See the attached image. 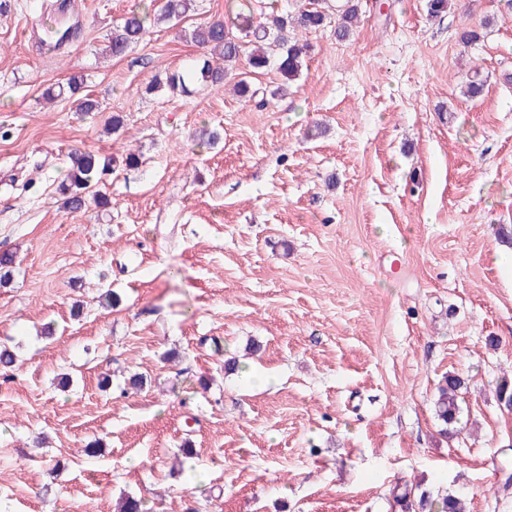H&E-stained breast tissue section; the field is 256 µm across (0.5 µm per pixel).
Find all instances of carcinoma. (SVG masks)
Segmentation results:
<instances>
[{
    "mask_svg": "<svg viewBox=\"0 0 512 512\" xmlns=\"http://www.w3.org/2000/svg\"><path fill=\"white\" fill-rule=\"evenodd\" d=\"M327 0H309L306 4L290 12L275 0L271 12L262 21H254L251 15L250 0H228L224 17L208 22L192 31V39L206 52L197 57L189 66L169 73L165 81L158 80L148 87V91L167 89L171 94L191 95L198 86L220 87L228 76L226 66L245 60L250 72L259 73L271 64L283 77V84L272 92L277 95L287 91L288 84L299 76L308 45L289 33L304 30L315 32L326 27L334 28L336 38L349 39L359 21L357 0H343V3L329 10ZM192 8V0H165L161 13L153 16L145 10L133 9L112 30L109 37V50L113 57L120 58L128 49L138 43L151 24L180 20ZM81 83L75 77L67 82L46 90L48 100L72 98L80 95ZM99 102L88 95H80L78 111L96 112ZM70 167L66 179L59 185L63 206L69 212L82 210L86 206L89 189L97 185L104 176L110 174L117 164L111 155H97L80 149L69 153ZM464 379L450 375L445 384L439 387L434 411L437 420L443 425V432L459 421L461 408L459 393ZM395 501L402 512H466L465 499L452 493L437 495L429 491H416L406 487L395 495Z\"/></svg>",
    "mask_w": 512,
    "mask_h": 512,
    "instance_id": "carcinoma-1",
    "label": "carcinoma"
}]
</instances>
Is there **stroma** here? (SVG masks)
<instances>
[{
    "label": "stroma",
    "instance_id": "1",
    "mask_svg": "<svg viewBox=\"0 0 512 512\" xmlns=\"http://www.w3.org/2000/svg\"><path fill=\"white\" fill-rule=\"evenodd\" d=\"M55 2L0 12V346L18 358L0 384V512L127 496L148 512H396L407 485L512 512L505 0L436 18L426 0H360L351 40L300 32L310 54L286 93L276 68L253 76L261 109L228 85L147 90L199 54L190 34L225 0H194L118 59L105 45L140 0H72L79 35L47 54L35 18ZM72 76L99 111L44 101ZM205 128L220 139L201 148ZM74 148L139 157L100 184L108 210L64 211ZM451 373L462 429L446 435L434 396Z\"/></svg>",
    "mask_w": 512,
    "mask_h": 512
}]
</instances>
